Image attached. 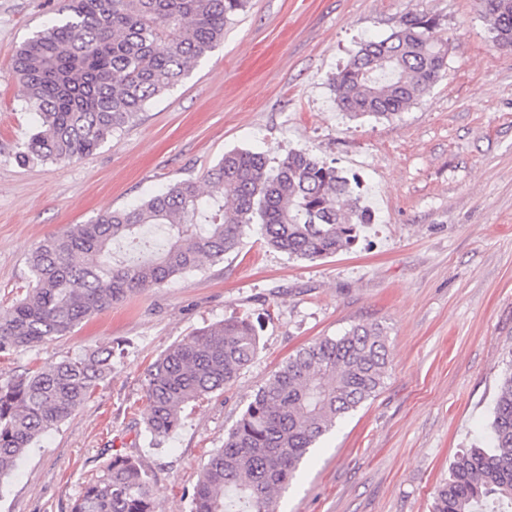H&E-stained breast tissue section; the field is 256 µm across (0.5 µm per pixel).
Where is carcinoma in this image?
<instances>
[{
	"mask_svg": "<svg viewBox=\"0 0 512 512\" xmlns=\"http://www.w3.org/2000/svg\"><path fill=\"white\" fill-rule=\"evenodd\" d=\"M245 4L63 0L13 59L36 122L20 160L70 163L97 151L218 47ZM475 5L493 44L512 45V0ZM439 26L435 17L407 12L390 35L361 44L333 78L338 108L352 118H390L427 94L447 65L449 43ZM207 181L208 191L177 181L43 238L28 258L25 296L0 313V355L65 336L128 295L160 288L205 260H224L253 224L267 246L314 260L350 247L370 223L350 180L305 151H290L271 167L258 152L233 149ZM258 349L254 325L241 317L169 347L145 374L147 430L168 437L190 404L234 381ZM388 364L378 324L319 338L290 355L202 467L190 512H276L310 448L377 392ZM111 374L112 349L97 348L0 381V478ZM71 512L158 510L148 472L115 454ZM431 512H512V363L497 388L487 446L476 443L454 458Z\"/></svg>",
	"mask_w": 512,
	"mask_h": 512,
	"instance_id": "carcinoma-1",
	"label": "carcinoma"
}]
</instances>
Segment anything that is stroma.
<instances>
[{
  "label": "stroma",
  "mask_w": 512,
  "mask_h": 512,
  "mask_svg": "<svg viewBox=\"0 0 512 512\" xmlns=\"http://www.w3.org/2000/svg\"><path fill=\"white\" fill-rule=\"evenodd\" d=\"M56 2L0 0V311L27 288L44 237L204 180L234 148L273 164L304 150L358 176L372 222L352 248L316 260L268 248L251 225L223 261L0 357L6 379L68 352L115 351L111 376L0 479V512H70L116 453L150 474L160 512H190L201 468L281 363L363 322L386 330L384 382L311 449L278 512H429L455 454L486 430L512 360V47L493 45L474 0H248L223 44L93 155L25 164L35 119L13 57ZM409 11L439 18L444 77L392 119L346 116L333 77ZM233 316L258 327L255 359L154 441L146 368Z\"/></svg>",
  "instance_id": "stroma-1"
}]
</instances>
